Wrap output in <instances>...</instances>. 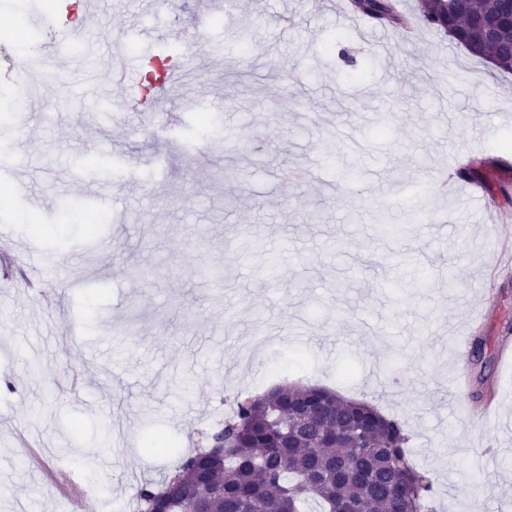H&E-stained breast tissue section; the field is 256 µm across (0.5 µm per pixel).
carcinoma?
<instances>
[{"label": "carcinoma", "instance_id": "cac0c4a2", "mask_svg": "<svg viewBox=\"0 0 512 512\" xmlns=\"http://www.w3.org/2000/svg\"><path fill=\"white\" fill-rule=\"evenodd\" d=\"M457 13L442 0H421L420 17L478 57L512 72V26L473 28L469 17L512 16V0H465ZM381 25L404 26L395 0H351ZM170 59L148 60L145 87L168 72ZM224 447L197 448L158 487L138 491L141 512H427L432 490L407 461L400 422L374 407L299 383L236 404L208 436Z\"/></svg>", "mask_w": 512, "mask_h": 512}]
</instances>
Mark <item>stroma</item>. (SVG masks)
<instances>
[{
	"instance_id": "stroma-1",
	"label": "stroma",
	"mask_w": 512,
	"mask_h": 512,
	"mask_svg": "<svg viewBox=\"0 0 512 512\" xmlns=\"http://www.w3.org/2000/svg\"><path fill=\"white\" fill-rule=\"evenodd\" d=\"M86 2L0 0L14 27L55 14L34 49L63 74L16 109L9 60L27 47L0 41V186L29 205L0 202V218L10 249L54 268L35 294L0 283V512H115L204 444L226 400L294 381L401 421L433 512H512V364L496 350L512 265L495 261L512 249V74L425 25L356 29L338 0H231L203 23L195 0H100L75 66L55 42ZM109 48L196 69L145 118L101 78ZM458 158L501 190L444 193L432 176L456 180ZM92 187L107 222L60 221ZM419 201L452 223L418 230ZM461 336L484 358L456 357ZM156 436L169 452L148 451Z\"/></svg>"
}]
</instances>
